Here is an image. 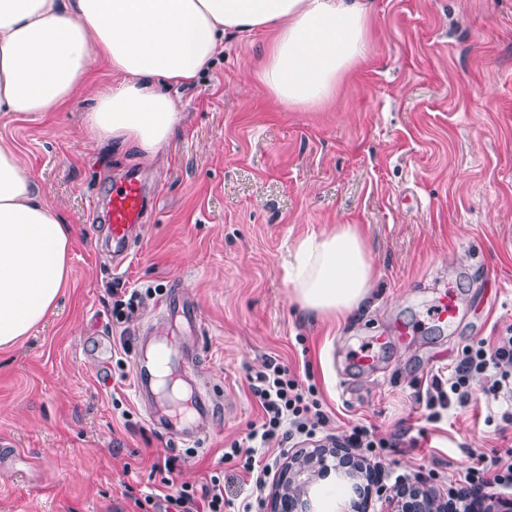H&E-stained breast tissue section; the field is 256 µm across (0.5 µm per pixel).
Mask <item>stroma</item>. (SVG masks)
<instances>
[{"label": "stroma", "mask_w": 512, "mask_h": 512, "mask_svg": "<svg viewBox=\"0 0 512 512\" xmlns=\"http://www.w3.org/2000/svg\"><path fill=\"white\" fill-rule=\"evenodd\" d=\"M273 38L225 39L149 160L87 137L90 91L121 81L99 60L66 109L0 117V142L73 229L56 306L0 348V512H135L161 478L214 474L224 512H269L270 489L222 456L262 424L251 382L272 363L311 376L323 434L360 424L387 442L368 512L404 482L462 491L477 456L512 437L487 417L482 376L469 407L427 405L463 349L512 330V0H372L368 52L318 109H285L262 84ZM131 172L151 207L118 267L102 210ZM336 224L357 226L375 270L369 304L341 326L301 309L288 280L298 242ZM114 288L143 297L120 322ZM176 288L198 308L196 336L155 315ZM448 291L449 324L432 316ZM144 332L174 338L218 403L198 441L172 444L136 401ZM374 336L387 342L359 369L351 353Z\"/></svg>", "instance_id": "obj_1"}]
</instances>
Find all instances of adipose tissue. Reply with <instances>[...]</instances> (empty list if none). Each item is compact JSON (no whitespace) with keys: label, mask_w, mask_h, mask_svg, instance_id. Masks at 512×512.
Wrapping results in <instances>:
<instances>
[{"label":"adipose tissue","mask_w":512,"mask_h":512,"mask_svg":"<svg viewBox=\"0 0 512 512\" xmlns=\"http://www.w3.org/2000/svg\"><path fill=\"white\" fill-rule=\"evenodd\" d=\"M369 0H0V112L66 106L93 60L122 81L94 92L89 137L151 157L180 121L171 88L194 84L225 36L271 30L262 79L285 109L323 105L367 50ZM71 228L0 143V347L30 334L70 274ZM289 278L302 309L347 322L374 286L355 225L303 238Z\"/></svg>","instance_id":"1"}]
</instances>
